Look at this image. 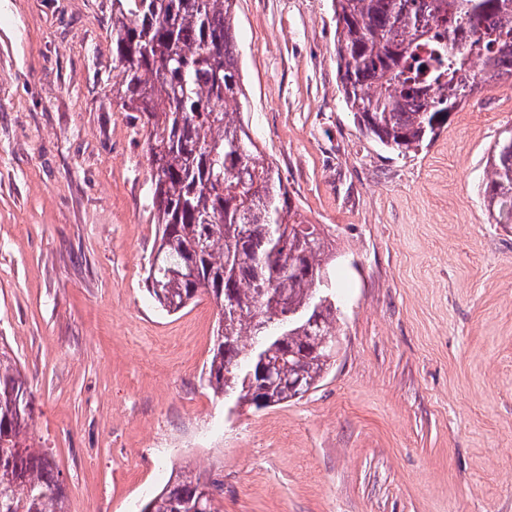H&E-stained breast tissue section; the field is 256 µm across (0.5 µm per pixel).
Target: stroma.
Segmentation results:
<instances>
[{
    "mask_svg": "<svg viewBox=\"0 0 512 512\" xmlns=\"http://www.w3.org/2000/svg\"><path fill=\"white\" fill-rule=\"evenodd\" d=\"M231 103L331 243L338 345L255 411L207 388L218 308L162 310L142 123L112 95V0H0V337L66 512H139L171 473L221 512H512V224L484 200L512 127L489 86L407 155L343 101L333 0H237Z\"/></svg>",
    "mask_w": 512,
    "mask_h": 512,
    "instance_id": "stroma-1",
    "label": "stroma"
}]
</instances>
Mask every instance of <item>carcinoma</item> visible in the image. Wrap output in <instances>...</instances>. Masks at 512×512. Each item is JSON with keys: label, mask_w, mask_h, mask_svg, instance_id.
Instances as JSON below:
<instances>
[{"label": "carcinoma", "mask_w": 512, "mask_h": 512, "mask_svg": "<svg viewBox=\"0 0 512 512\" xmlns=\"http://www.w3.org/2000/svg\"><path fill=\"white\" fill-rule=\"evenodd\" d=\"M236 0H112V94L146 130L160 243L150 297L176 313L220 301L206 382L255 410L303 397L336 354L325 237L299 212L229 104L243 95ZM336 57L360 131L405 155L434 140L479 87L512 78V0H335ZM495 223L512 224V133L487 159ZM206 216L219 217L205 224ZM33 399L0 345V512H64L60 473L27 443ZM178 475L141 512H192Z\"/></svg>", "instance_id": "cac0c4a2"}]
</instances>
